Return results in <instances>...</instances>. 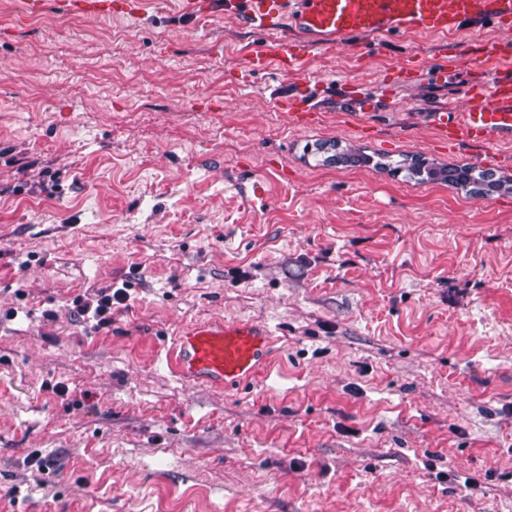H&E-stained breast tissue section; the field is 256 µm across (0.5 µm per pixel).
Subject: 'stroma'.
<instances>
[{
  "instance_id": "1",
  "label": "stroma",
  "mask_w": 512,
  "mask_h": 512,
  "mask_svg": "<svg viewBox=\"0 0 512 512\" xmlns=\"http://www.w3.org/2000/svg\"><path fill=\"white\" fill-rule=\"evenodd\" d=\"M177 2L20 22L0 0V512H512V193L406 170L512 178V146L435 136L447 40L247 80L262 32ZM407 59L422 82L391 89ZM303 93L317 127L272 107ZM109 288L98 330L75 301ZM219 318L272 333L245 389L166 364ZM408 171L411 177L420 178V180H445L463 187L472 185V193L482 197L489 196L493 192L512 190V181L508 179L485 184V173L476 170L475 167H448V169H436L429 168L418 161L412 163ZM475 172L480 173V176L476 177Z\"/></svg>"
}]
</instances>
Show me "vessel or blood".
<instances>
[{"label": "vessel or blood", "mask_w": 512, "mask_h": 512, "mask_svg": "<svg viewBox=\"0 0 512 512\" xmlns=\"http://www.w3.org/2000/svg\"><path fill=\"white\" fill-rule=\"evenodd\" d=\"M74 14L111 12L112 0H22V16L42 14L47 4ZM224 12L259 29L261 50L249 60L251 71L277 67L284 73L300 69L310 46L340 45L364 37L409 34L448 36L465 29H512V0H225ZM296 36L282 37L283 27ZM443 67L468 71L474 78L463 86L462 103H449L431 115L439 140L456 147L487 148L512 142V48L485 42L478 55L464 46L449 50ZM277 109L288 111L302 126L322 120L318 107L280 98ZM270 332L251 322L212 320L182 329L175 338L174 368L180 378L217 386L249 384L266 367Z\"/></svg>", "instance_id": "vessel-or-blood-1"}]
</instances>
